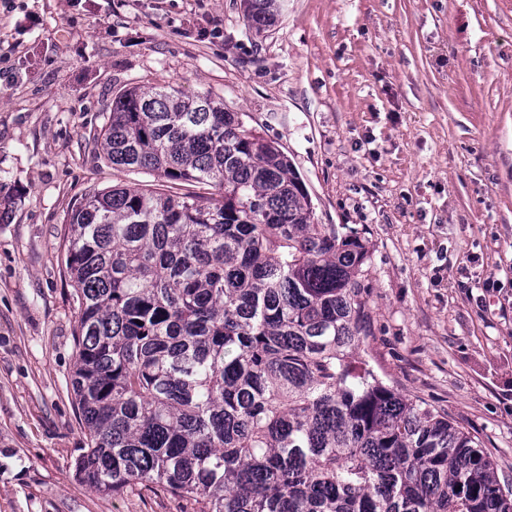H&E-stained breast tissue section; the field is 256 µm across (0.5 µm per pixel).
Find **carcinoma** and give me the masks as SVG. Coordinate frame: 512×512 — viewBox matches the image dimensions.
Here are the masks:
<instances>
[{
    "label": "carcinoma",
    "mask_w": 512,
    "mask_h": 512,
    "mask_svg": "<svg viewBox=\"0 0 512 512\" xmlns=\"http://www.w3.org/2000/svg\"><path fill=\"white\" fill-rule=\"evenodd\" d=\"M244 2L257 32L284 5ZM243 116L169 83L112 100L105 157L166 188L94 190L67 215L80 480L199 512H512L474 439L372 364L368 241L318 223Z\"/></svg>",
    "instance_id": "obj_1"
}]
</instances>
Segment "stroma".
Masks as SVG:
<instances>
[{"label":"stroma","instance_id":"1","mask_svg":"<svg viewBox=\"0 0 512 512\" xmlns=\"http://www.w3.org/2000/svg\"><path fill=\"white\" fill-rule=\"evenodd\" d=\"M0 0V512H198L75 474L78 310L66 216L149 184L95 136L113 98L170 83L244 113L322 224L364 235L369 351L476 438L512 490V0ZM244 20L248 29L255 32L268 30L281 15L284 0H244Z\"/></svg>","mask_w":512,"mask_h":512}]
</instances>
